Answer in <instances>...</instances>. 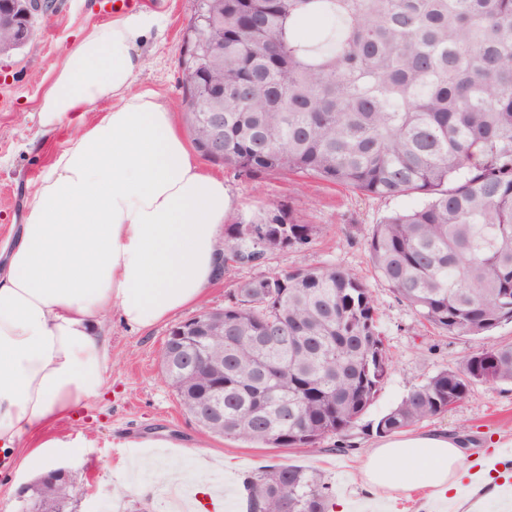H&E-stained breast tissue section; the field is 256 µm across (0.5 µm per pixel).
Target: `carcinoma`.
<instances>
[{
    "mask_svg": "<svg viewBox=\"0 0 512 512\" xmlns=\"http://www.w3.org/2000/svg\"><path fill=\"white\" fill-rule=\"evenodd\" d=\"M189 26L224 59L183 69L197 149L222 86L224 164L423 196L373 227L365 248L376 275L450 335L512 322V0H195ZM312 236L274 203L224 226L228 260L242 265ZM378 319L349 269L252 277L229 289L223 331L184 343L202 359L173 368L167 385L213 434L318 452L359 425L389 373ZM274 333L288 340L267 342ZM478 383H512V344L436 373L369 428L390 435L445 414ZM246 491L247 512L333 509L329 485L295 464L260 470ZM32 494L48 512L77 489L39 481Z\"/></svg>",
    "mask_w": 512,
    "mask_h": 512,
    "instance_id": "obj_1",
    "label": "carcinoma"
}]
</instances>
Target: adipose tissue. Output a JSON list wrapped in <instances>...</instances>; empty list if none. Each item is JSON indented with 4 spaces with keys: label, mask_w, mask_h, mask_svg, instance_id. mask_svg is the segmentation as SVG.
<instances>
[{
    "label": "adipose tissue",
    "mask_w": 512,
    "mask_h": 512,
    "mask_svg": "<svg viewBox=\"0 0 512 512\" xmlns=\"http://www.w3.org/2000/svg\"><path fill=\"white\" fill-rule=\"evenodd\" d=\"M164 18L138 10L72 41L37 105L39 124L109 104L80 127L33 182L22 223L0 240V452L34 471L74 456L84 439L26 438L75 415L104 387L117 314L146 330L198 302L217 277L229 199L203 172L173 112L136 90L142 46ZM468 438L427 429L391 434L362 466L363 489H407L396 465L439 493L460 475Z\"/></svg>",
    "instance_id": "adipose-tissue-1"
}]
</instances>
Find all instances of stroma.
Instances as JSON below:
<instances>
[{"mask_svg": "<svg viewBox=\"0 0 512 512\" xmlns=\"http://www.w3.org/2000/svg\"><path fill=\"white\" fill-rule=\"evenodd\" d=\"M56 11L38 26L34 38L11 57H0V238L22 218V194L63 148L78 128L67 116L55 129H42L35 117L39 95L72 40L94 24L106 21L99 0H55ZM138 8L164 14L165 27L152 34L146 63L136 78L137 90L151 92L176 112L184 110L180 56L192 0H138ZM204 169L224 180L229 197L227 223L246 220L271 203L290 207L299 223L316 233L301 252H277L255 266L226 264L222 277L197 304L186 307L150 330L124 325L115 315L104 320L112 345L109 383L76 418L56 420L45 433L83 435L88 446L65 461L81 492L75 512H165L160 478L165 468L190 473L191 512H242V482L263 466L288 462L316 470L332 491L334 503L346 512H512V497L497 493L500 475L512 471V384L474 385L469 396L448 413L424 421V428L465 433V471L446 497H438L424 476L414 473L413 490L387 489L374 501L364 499L358 465L372 451L375 433L354 430L347 449L336 450V438L324 450L271 448L236 438L205 433L165 384L160 362L165 339L176 324L201 311L220 309L232 284L281 269L333 264L364 278L378 305L380 330L391 371L364 416L371 422L395 407L412 387L444 369L461 366L472 352L512 343V323L479 336H451L428 325L398 302L372 272L365 249L374 224L391 212L421 204L420 196L383 199L336 186L311 175L269 173L251 177L224 163L203 159ZM151 439L155 465L137 464L140 449L123 448L126 440ZM487 481L494 493L474 494Z\"/></svg>", "mask_w": 512, "mask_h": 512, "instance_id": "35a3bbf8", "label": "stroma"}]
</instances>
